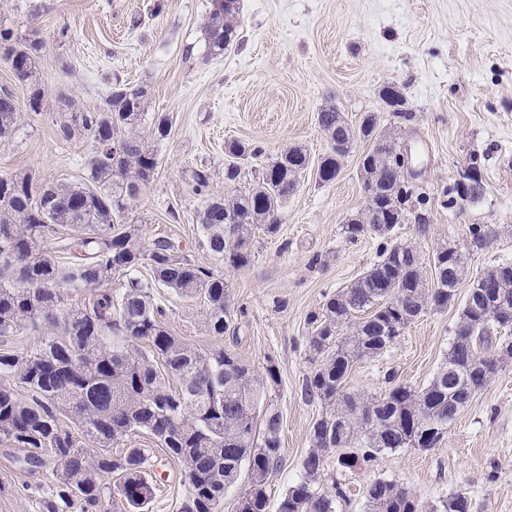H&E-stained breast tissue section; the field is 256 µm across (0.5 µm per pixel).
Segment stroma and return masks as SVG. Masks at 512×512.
<instances>
[{
    "mask_svg": "<svg viewBox=\"0 0 512 512\" xmlns=\"http://www.w3.org/2000/svg\"><path fill=\"white\" fill-rule=\"evenodd\" d=\"M209 9L210 0H0V26L41 42L37 70L47 90L42 112L24 109L15 133L0 139V174L32 171L83 182L90 147L82 138H60L65 106L96 112L115 84L149 86L143 132L151 134L153 118L163 116L169 133L155 143L158 168L126 221L139 225L145 239L165 236L188 246L195 264L210 267L214 259L199 228L206 198L248 187L285 148L307 152L309 166L281 210L277 235H257L251 264L224 272L233 334L207 335L200 301L170 290L160 299L170 329L192 346L223 347L258 370L276 364L282 464L266 485L274 510L300 475L321 411L301 396L311 371L307 317L377 254V235L353 241L344 233L364 204L365 145L346 155L335 181L321 182L317 169L330 143L317 114L336 107L356 129L373 112L382 130L415 145L426 165L420 189L429 198L430 232L421 237L406 224L399 239L416 246L428 271L438 248L459 246L467 272L458 295L466 297L480 274L512 262V0H241L234 40L220 54L210 52L205 35ZM388 84L401 92L411 120L381 100ZM232 139L262 154L245 161L244 177L230 184L224 143ZM473 154L481 157L485 196L474 205L450 203L448 190ZM198 169L210 175L205 198L194 190ZM472 224L491 229L484 247L472 245ZM460 309L456 303L421 315L387 352L356 368L349 388L381 392L390 373L403 384L427 385L448 352ZM130 442L148 449L151 476L161 483L148 512H177L187 491L181 465L148 434ZM48 475L0 443V512H46ZM377 478L405 486L421 512H435L442 497L459 490L473 512H512V364L435 448L386 450L348 467L332 458L320 485L345 490L336 512H366L364 491Z\"/></svg>",
    "mask_w": 512,
    "mask_h": 512,
    "instance_id": "stroma-1",
    "label": "stroma"
}]
</instances>
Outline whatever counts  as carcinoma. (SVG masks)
Returning a JSON list of instances; mask_svg holds the SVG:
<instances>
[{"label": "carcinoma", "mask_w": 512, "mask_h": 512, "mask_svg": "<svg viewBox=\"0 0 512 512\" xmlns=\"http://www.w3.org/2000/svg\"><path fill=\"white\" fill-rule=\"evenodd\" d=\"M238 0L213 7L204 28L210 48L221 53L232 41ZM17 79L26 84V108L43 109L46 89L36 59L38 41L23 42L0 30V49ZM143 86L118 87L106 101L110 116L71 109L60 123L68 141L80 134L90 144L88 178L73 185L45 181L33 173L0 175V341L50 326L53 335L31 350L0 349V441L52 467V500L77 502L81 512H144L155 486L148 479L151 457L144 448H112L138 432L160 442L184 466L186 501L195 512H220L224 490L247 468L248 487L239 512H268L270 473L280 467L282 415L271 391L279 384L274 364L261 374L219 347L202 352L175 336L157 302L160 288L204 300L202 324L224 336L232 315L221 271L195 264L167 237L145 242L136 224L122 222L128 202L149 184L158 165L141 128L146 120ZM21 119L14 96L0 92V138ZM319 127L333 137L355 133L373 142L362 162L365 182L382 189L380 204L345 225L350 240L373 232L382 239L374 262L349 287L330 295L308 317L307 352L313 369L302 397L323 405L310 432L311 448L301 478L288 488L277 512H336L345 497L339 485L320 488L326 455L351 464L345 450L358 446L372 458L385 450L435 447L448 422L512 359L508 337L512 314L484 319L462 305L444 362L423 388L392 385L366 396L347 388L357 365L383 355L428 310L455 303L466 258L446 246L433 257L432 282L412 244L397 240L409 222L429 233V216L408 207L416 184L403 176L393 156L401 145L378 130L368 114L354 131L335 108L317 113ZM127 147L113 171L112 146ZM261 154L239 140L224 143V179H241L240 163ZM345 151L319 164L322 182L336 180ZM309 157L299 146L284 149L255 183L223 200L206 202L199 216L202 239L217 264L250 265L256 232L279 231L281 208L292 195ZM56 241L55 251L48 242ZM125 277L122 291L109 285ZM85 293L67 306L68 291ZM119 482H107L112 475ZM367 512H419L410 492L376 479L366 486Z\"/></svg>", "instance_id": "carcinoma-1"}]
</instances>
